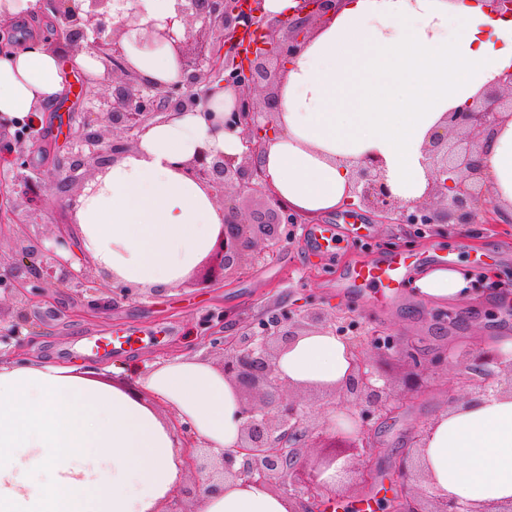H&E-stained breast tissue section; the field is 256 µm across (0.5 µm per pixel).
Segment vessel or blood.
I'll return each mask as SVG.
<instances>
[{"mask_svg": "<svg viewBox=\"0 0 512 512\" xmlns=\"http://www.w3.org/2000/svg\"><path fill=\"white\" fill-rule=\"evenodd\" d=\"M359 230L360 227L356 224L346 227L338 224H314L307 229L306 236L316 251L337 252L343 248L346 235L357 233ZM427 261L444 265L447 264L448 258L438 254L432 256L423 252L409 254L402 251L370 256L347 266L338 285L382 305L399 293L416 265ZM134 344L132 335L115 333L98 339L94 347L106 353H123L132 349Z\"/></svg>", "mask_w": 512, "mask_h": 512, "instance_id": "b4317fda", "label": "vessel or blood"}]
</instances>
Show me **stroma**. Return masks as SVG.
I'll use <instances>...</instances> for the list:
<instances>
[{"instance_id": "35a3bbf8", "label": "stroma", "mask_w": 512, "mask_h": 512, "mask_svg": "<svg viewBox=\"0 0 512 512\" xmlns=\"http://www.w3.org/2000/svg\"><path fill=\"white\" fill-rule=\"evenodd\" d=\"M81 81V76H70L61 108L42 113L38 123L40 138L62 153L69 147L65 128L71 113L87 109L77 93ZM28 161L29 175L48 182L51 166L43 154L30 151ZM14 179L11 169L0 168V207L14 209L18 236L43 239L57 225L72 223L69 194L48 182L43 201L31 207L13 193ZM318 220L325 224H365L369 232L347 241L340 253L324 255L311 248L304 225L292 224L289 239L276 256L250 265L241 275L208 289L179 283L154 296L144 292L119 299L111 312L100 318L80 313L76 289L50 288L46 305L52 310L51 316L33 314L29 330L12 340L9 348L19 360L40 357L100 370L129 363L147 368L181 355H196L216 365L222 358L221 350L199 341L209 314L224 309L247 318L277 305L301 315L318 312L336 318L349 336L396 337L421 356L423 388L411 396L404 411L369 430L381 450L372 471L384 485L394 484V461L409 447L412 430L448 410L449 397L466 402L469 388L464 366L469 353L512 341V314L504 308L503 295L504 289H512V223L495 228L484 224H379L369 210L359 209L351 215L343 208L319 215ZM395 248L447 253L455 264L475 267L480 273L491 271L497 282L480 285L478 299L444 303L416 297L407 287L383 306L338 292V275L345 265ZM482 250L490 259L475 264V252ZM119 328L140 332L132 351L100 357L89 350L92 338ZM439 351L447 352V365L432 364Z\"/></svg>"}]
</instances>
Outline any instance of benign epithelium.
I'll return each instance as SVG.
<instances>
[{"mask_svg": "<svg viewBox=\"0 0 512 512\" xmlns=\"http://www.w3.org/2000/svg\"><path fill=\"white\" fill-rule=\"evenodd\" d=\"M264 2L176 0V14L165 27L150 28L139 38L141 46L168 47L180 63L181 80L163 84L143 78L129 63L124 37L141 29L140 17L128 11L118 25H112L111 8L119 0H37V10L52 16L56 30V37L44 42L47 49L55 52L83 43L112 73L110 94L96 83L84 86L88 111L70 116V150L61 155L52 145L44 147L52 158L53 181L59 186L84 187L96 180L109 164L132 154L150 127L205 104L211 82L219 80L234 93V107L224 117L218 119L213 112L204 116L216 130L240 131L243 151L227 156L200 147L180 163L182 173L219 198L224 209V224L210 251L185 277V282L198 288H210L240 274L249 263L272 259L283 239V225L309 220L267 186L259 156L277 132L279 64L301 52L312 25L329 20L339 0H298L297 14L291 20L267 12ZM262 92L265 96L258 97ZM97 112L112 126L108 141L91 119ZM511 118L512 69L478 96L447 112L443 125L431 134L425 147L431 185L422 200L410 205L399 202L384 182L379 160L366 156L350 162L346 207L370 209L379 224H511L484 180L485 145ZM30 131L27 125L16 131L14 144L0 153V166L15 171V188L25 198L37 194L24 174ZM253 195L266 197L267 206L248 220L239 214L236 201ZM48 241V246L41 241L19 242L11 254L0 253V297L42 304L43 290L48 287L76 288L80 311L106 315L115 297L133 294V288L118 281L113 282L110 297L85 287L92 263L66 226H58ZM230 316L228 311L221 312L218 323L206 321L203 340L223 351L220 369L235 387L243 423L234 454L219 457L211 448L199 449L195 471H209L208 491L231 478L271 488L290 501L313 504L335 496L321 476L351 449L361 451L357 473L368 480L369 463L379 454L368 436V425L379 424L403 405L371 359V353H382L380 342L366 339L352 348L357 354L353 372L344 384L332 388L337 400L328 403L320 425L306 404L286 393L289 384L279 376L277 362L285 347L309 329L330 330L346 341L343 327L334 320L276 307L240 323L234 335L226 336L224 323ZM28 327V309L23 307L13 320H0L5 340L22 335ZM389 349L392 355L406 359L413 371H421L417 352L393 342ZM470 362L481 377L469 380L472 395L468 400L512 394V381L506 387L489 381L499 370L512 376L511 352H474ZM428 428L426 423L414 432L411 447L398 459L402 474L398 493L409 504L408 512H512V505L488 503L476 508L457 499L429 497L422 489L424 474L419 462ZM326 440L330 441L328 452L310 462L301 460L302 449Z\"/></svg>", "mask_w": 512, "mask_h": 512, "instance_id": "7a95c632", "label": "benign epithelium"}]
</instances>
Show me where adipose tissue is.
I'll use <instances>...</instances> for the list:
<instances>
[{
	"label": "adipose tissue",
	"mask_w": 512,
	"mask_h": 512,
	"mask_svg": "<svg viewBox=\"0 0 512 512\" xmlns=\"http://www.w3.org/2000/svg\"><path fill=\"white\" fill-rule=\"evenodd\" d=\"M145 78H181L168 48L124 41ZM512 67V16L492 0H343L301 53L285 60L279 132L261 157L273 192L311 216L348 192L347 160L380 158L403 203L429 183L424 146L446 112ZM105 78L92 53L61 61L35 40L0 57V120L28 122L63 98L67 73ZM240 154L238 132L211 133L201 111L150 128L138 149L107 167L81 195L79 238L94 264L138 287L172 286L209 252L224 212L182 174L198 147ZM485 176L512 204V121L489 140ZM472 271L433 267L412 276L414 295L445 301L473 293ZM353 354L338 336L310 333L282 353L283 379L299 387L342 384ZM240 403L222 372L178 356L140 371L132 387L43 360L0 362V512H161L189 470L176 422L199 445L234 451ZM430 491L474 504H512V396L452 408L421 450ZM196 512H297L262 487L228 481Z\"/></svg>",
	"instance_id": "ef3b65f1"
}]
</instances>
